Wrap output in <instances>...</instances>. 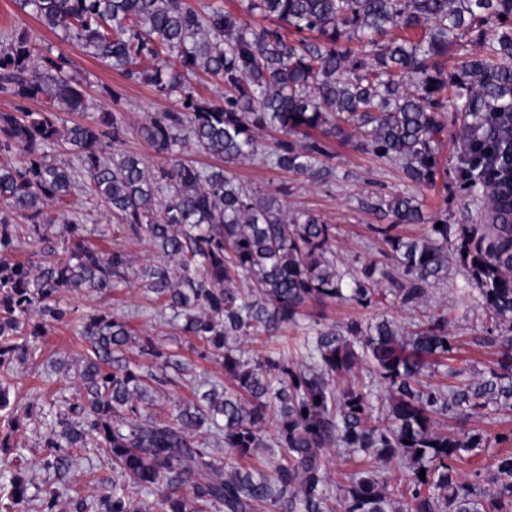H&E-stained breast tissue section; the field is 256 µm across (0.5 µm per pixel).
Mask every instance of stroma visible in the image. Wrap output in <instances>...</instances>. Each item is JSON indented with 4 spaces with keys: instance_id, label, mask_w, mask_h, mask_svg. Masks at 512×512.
Here are the masks:
<instances>
[{
    "instance_id": "1",
    "label": "stroma",
    "mask_w": 512,
    "mask_h": 512,
    "mask_svg": "<svg viewBox=\"0 0 512 512\" xmlns=\"http://www.w3.org/2000/svg\"><path fill=\"white\" fill-rule=\"evenodd\" d=\"M18 30L28 31L42 53L53 56L63 53L69 57L71 73L82 86L89 112L124 115L129 132L122 142L114 144V151L137 153L154 169L166 165V158L155 155L136 136L135 130L151 114L179 109V94H162L129 79L91 54L70 47L61 33L43 28L34 17L22 12L15 0H0V41ZM326 144L334 155L333 173L323 183H312L293 173L271 169L258 158L238 164L234 173L245 184L279 192L288 211H310L334 225L335 250L351 266L384 263L385 257L373 231L381 219L369 209L368 202L379 195L408 190L409 184L401 170L391 163L369 153L353 151L332 138L327 139ZM461 144L460 122L449 118L448 140L440 154V171L421 195L423 224L433 223L443 215L452 224L477 221L476 203L469 195L457 191L454 184ZM74 193L81 205L80 220L86 226L87 241L105 250L124 251L132 258L137 272L158 264L157 253L148 238L115 230L107 212L96 205L85 184H77ZM423 224H402L396 232L415 237L421 234ZM464 284L463 273H454L447 284L430 289L424 306L414 310L401 306L391 297L367 307L354 302L313 303L306 308L301 326L290 327L288 333L300 334L302 327L316 323L323 327L352 322L365 324L382 316L412 330L444 309L454 336V365L485 372L496 360V346L488 341L486 332L491 321L476 297L464 293ZM63 303L83 314L97 309L109 311L123 319L134 335L150 337L164 350L180 354L196 373L215 380L224 377L220 364L201 358L199 340L183 331L172 311L160 310L152 293L147 291L145 280L138 276L133 278L131 286L113 289L105 295L64 294ZM84 350L85 343L73 325L58 324L48 328L37 341L34 359L18 370L11 400L37 409L59 408L73 391L64 377L63 367L77 365ZM132 359L159 378L158 391L165 409H172L174 402L193 399L196 384L189 378H175L173 370L165 368L162 361L140 353H133ZM467 428L485 437L486 448L479 456L460 465V476L463 480L478 482L482 489H493L494 473L490 464L494 456L512 452V413L489 410L471 419Z\"/></svg>"
}]
</instances>
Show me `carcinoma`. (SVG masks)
Returning <instances> with one entry per match:
<instances>
[{
	"label": "carcinoma",
	"instance_id": "carcinoma-1",
	"mask_svg": "<svg viewBox=\"0 0 512 512\" xmlns=\"http://www.w3.org/2000/svg\"><path fill=\"white\" fill-rule=\"evenodd\" d=\"M17 5L71 46L179 93L183 110L150 116L137 129L169 157V168L152 171L135 154L115 159L109 149L128 133L122 113L69 126L59 116L62 106H82L65 56L39 55L25 32L0 45V92L21 102L47 97L40 112L0 113V151L20 156L0 164V417L12 429L38 421L11 405L10 377L34 352L29 337L72 321L61 292H109L132 267L126 253L82 242L70 202L78 171L118 229L146 235L163 254L164 263L148 271V291L224 366V382H211L202 403L162 417L146 410L156 377L127 358V324L108 314L78 319L88 347L74 373V419L45 425L41 467L50 478L36 495L41 512H57L77 492L65 478L85 448L112 462V480L92 499L75 500V512H329L331 448L374 464L353 475L340 512H509L512 454L493 458L491 494L462 481L458 463L484 444L466 422L491 406L512 409L511 335L492 337L496 368L478 378L448 364L454 340L443 313L409 333L387 318L311 328L293 337L301 367L279 350L248 357L238 343L296 325L311 302L368 307L391 294L416 307L457 267L494 325L512 331V0H243L244 12L270 22L260 29L222 6L198 11L184 0ZM490 23L496 37L487 43ZM472 34L478 51L448 73L446 58ZM196 70L224 83V100L183 83L182 73ZM449 112L462 124L457 184L481 202L479 223L442 218V227L403 238L394 225L423 220L418 193L438 174ZM261 132L274 139L265 162L309 180L329 175L332 159L315 132L400 165L413 190L374 201L392 218L373 227L387 263L338 264L333 225L291 213L277 194L238 180L230 168L257 155ZM55 145L75 155L77 168L49 159ZM187 145L220 165L176 159ZM18 215L41 241L59 226L68 257L54 250L25 263L1 256L18 239ZM35 316L41 323L29 332ZM363 364L384 384L382 417L373 416L366 391L335 388ZM436 366L446 368L448 385H423L420 377ZM273 411L280 453L262 470L247 469L243 462L257 449L273 446L266 440ZM448 413L459 432L437 428L435 417ZM400 458L408 489L395 499L376 470ZM10 464L0 512H22L29 501L24 449Z\"/></svg>",
	"mask_w": 512,
	"mask_h": 512
}]
</instances>
